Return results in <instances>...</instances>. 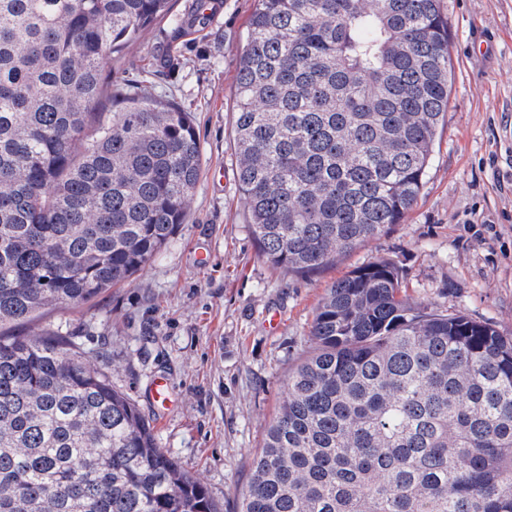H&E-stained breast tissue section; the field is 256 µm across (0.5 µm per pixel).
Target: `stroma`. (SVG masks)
I'll return each instance as SVG.
<instances>
[{"label": "stroma", "mask_w": 512, "mask_h": 512, "mask_svg": "<svg viewBox=\"0 0 512 512\" xmlns=\"http://www.w3.org/2000/svg\"><path fill=\"white\" fill-rule=\"evenodd\" d=\"M197 2L175 0L181 29L153 23L112 65L113 80L195 118L202 167L184 224L132 281L0 335L59 334L85 352L219 512H236L337 279L389 258L411 301L512 334V0H442L454 78L420 198L402 223L306 276L260 257L236 179L235 76L255 0H219L205 15ZM219 167L224 180L212 182ZM159 377L171 392L165 410L149 394Z\"/></svg>", "instance_id": "1"}]
</instances>
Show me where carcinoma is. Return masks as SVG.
<instances>
[{"label":"carcinoma","instance_id":"cac0c4a2","mask_svg":"<svg viewBox=\"0 0 512 512\" xmlns=\"http://www.w3.org/2000/svg\"><path fill=\"white\" fill-rule=\"evenodd\" d=\"M238 182L266 262L318 271L417 204L453 84L441 0H255ZM174 0H0V325L144 269L201 169L191 113L104 74ZM105 102L120 105L112 114ZM238 512H512V335L402 294L379 258L327 288ZM0 512H217L103 369L0 337Z\"/></svg>","mask_w":512,"mask_h":512}]
</instances>
